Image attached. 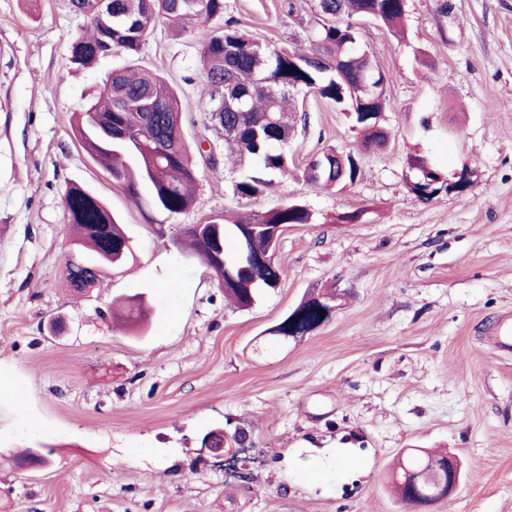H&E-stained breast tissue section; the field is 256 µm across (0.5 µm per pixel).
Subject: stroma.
Masks as SVG:
<instances>
[{
  "instance_id": "35a3bbf8",
  "label": "stroma",
  "mask_w": 512,
  "mask_h": 512,
  "mask_svg": "<svg viewBox=\"0 0 512 512\" xmlns=\"http://www.w3.org/2000/svg\"><path fill=\"white\" fill-rule=\"evenodd\" d=\"M283 3L225 0L224 18L308 46L307 0L291 17ZM85 25L69 0H0V512H409L388 484L409 448L462 465L459 487L421 512H512V352L489 342L512 316V0H406L397 38L362 25L388 77L387 147L364 150L334 104L297 94L288 172L257 198L234 195L224 141L205 128L200 44L157 23L137 62L176 87L187 142L207 137L217 159L172 216L137 208L71 127L130 62L71 64ZM331 147L353 152L359 177L313 188L303 171ZM417 159L448 177L469 162L476 181L421 202ZM73 184L132 239L80 296L65 270ZM289 199L313 221L282 234L279 286L229 306L180 246L185 228ZM323 293L330 319L279 342L284 316ZM138 294L145 326L116 324L113 298ZM214 429L246 433L242 462L202 448ZM322 448L352 449L356 471L300 478Z\"/></svg>"
}]
</instances>
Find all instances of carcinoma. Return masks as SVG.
<instances>
[{
    "instance_id": "carcinoma-1",
    "label": "carcinoma",
    "mask_w": 512,
    "mask_h": 512,
    "mask_svg": "<svg viewBox=\"0 0 512 512\" xmlns=\"http://www.w3.org/2000/svg\"><path fill=\"white\" fill-rule=\"evenodd\" d=\"M73 11L87 19V27L72 46L71 62L90 66L100 59L122 52L130 58L140 53L156 20L165 17L193 33L201 45V62L206 88L199 110L208 123L224 135V146L237 157L239 167L254 161L257 171L232 180L235 195L262 196L272 186L270 176L288 172V157L275 149L288 140L294 128L290 97L306 90L332 101L344 112L352 128L361 135V146L377 150L387 145L389 133L373 127V112L386 107L387 77L373 55L360 48V31L353 20L369 17L391 34L403 29L405 6L401 0H320L314 9L310 32L312 48L271 50L249 38L227 22L216 30L212 20L224 16V0H112V11L120 19L112 24V38L102 32L92 0H70ZM363 81L379 87V101L371 107L355 103L350 89ZM122 127L130 145L108 148L93 130V115ZM185 122L175 88L159 74L135 66L112 71L106 76L98 98L73 120L83 149L112 175V180L134 199L140 186L149 187L148 208L180 214L191 208L197 185L196 161L186 139H174L175 125ZM318 177L306 178L313 187H345L356 182L360 169L354 157L333 148L313 160ZM411 187L417 198L428 203L440 192L438 176L423 172ZM65 211L73 250L66 259L69 288L77 294L93 287L100 271L110 262L120 263L129 250L130 238L109 206L90 190L79 185L67 188ZM312 214L306 205L285 202L262 213H242L231 220L218 218L220 241L200 235L189 227L184 236L193 256L207 270L218 266L217 257L230 258L238 251L239 233L257 225L286 227L308 224ZM249 247L274 256L276 246L260 231ZM281 269L270 260L264 267L237 270L218 283L224 296L239 307H249L262 288H275ZM444 460L416 449L407 454L402 473L395 480L397 492L407 506L424 507L439 486L448 485V472L435 467Z\"/></svg>"
}]
</instances>
